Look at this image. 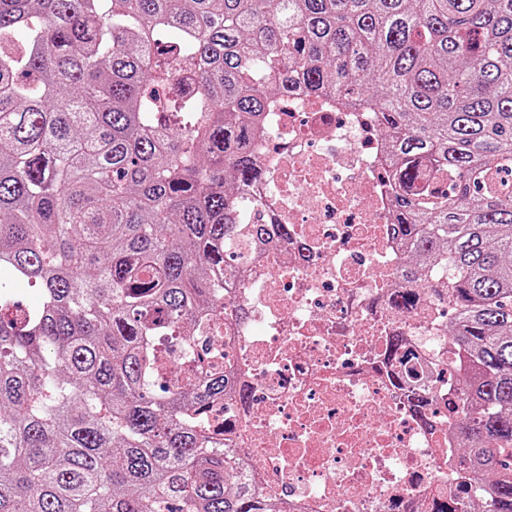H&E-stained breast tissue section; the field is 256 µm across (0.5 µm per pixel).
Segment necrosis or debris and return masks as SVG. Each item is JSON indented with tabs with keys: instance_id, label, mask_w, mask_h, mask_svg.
I'll use <instances>...</instances> for the list:
<instances>
[{
	"instance_id": "1",
	"label": "necrosis or debris",
	"mask_w": 512,
	"mask_h": 512,
	"mask_svg": "<svg viewBox=\"0 0 512 512\" xmlns=\"http://www.w3.org/2000/svg\"><path fill=\"white\" fill-rule=\"evenodd\" d=\"M258 146L252 195L288 236L257 250L229 290L243 312L218 321L215 344L248 397L208 403L209 435L282 512H426L458 483L447 403L459 376L438 296L448 273L434 272L417 306L390 308L407 256L392 235L378 117L286 95ZM393 334L405 347L389 358Z\"/></svg>"
}]
</instances>
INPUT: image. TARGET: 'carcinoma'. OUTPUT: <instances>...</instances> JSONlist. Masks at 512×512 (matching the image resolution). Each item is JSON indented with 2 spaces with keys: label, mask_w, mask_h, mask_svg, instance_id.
<instances>
[{
  "label": "carcinoma",
  "mask_w": 512,
  "mask_h": 512,
  "mask_svg": "<svg viewBox=\"0 0 512 512\" xmlns=\"http://www.w3.org/2000/svg\"><path fill=\"white\" fill-rule=\"evenodd\" d=\"M292 92L378 113L392 305L419 257L450 269L464 448L429 512H468L475 468L512 512V0H0V512H276L194 410L227 388L225 246L269 237L257 133Z\"/></svg>",
  "instance_id": "cac0c4a2"
}]
</instances>
